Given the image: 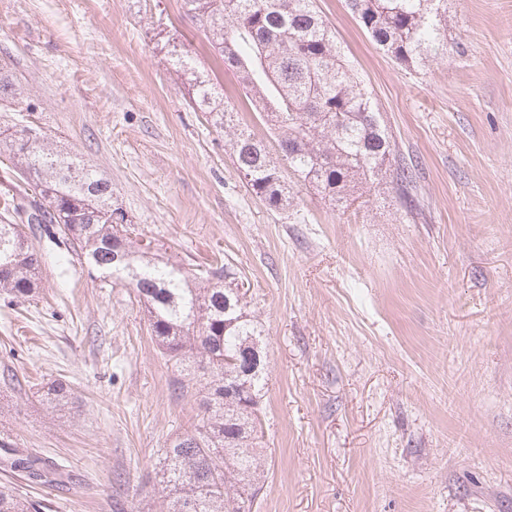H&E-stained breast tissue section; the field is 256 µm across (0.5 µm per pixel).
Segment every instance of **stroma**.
Listing matches in <instances>:
<instances>
[{
	"instance_id": "1",
	"label": "stroma",
	"mask_w": 512,
	"mask_h": 512,
	"mask_svg": "<svg viewBox=\"0 0 512 512\" xmlns=\"http://www.w3.org/2000/svg\"><path fill=\"white\" fill-rule=\"evenodd\" d=\"M322 16L415 188L273 211L176 64L213 69L182 0H0V131L39 125L112 183L132 239L217 256L265 329V481L252 512H512V0H448L449 57L379 49L346 0ZM214 70V69H213ZM41 284L0 294V430L65 473L0 470L38 512H165L161 450L197 420L133 289L38 242ZM68 405L43 402L56 381Z\"/></svg>"
}]
</instances>
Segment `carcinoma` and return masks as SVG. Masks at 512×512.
I'll list each match as a JSON object with an SVG mask.
<instances>
[{
    "mask_svg": "<svg viewBox=\"0 0 512 512\" xmlns=\"http://www.w3.org/2000/svg\"><path fill=\"white\" fill-rule=\"evenodd\" d=\"M374 43L408 68L445 58L447 0H348ZM198 19L219 61L239 74V98L278 133L282 161L237 124L239 107L200 72L185 53L177 64L188 76L193 104L231 136L234 163L252 194L275 211L291 206L293 177L330 200H351L358 187L371 191L382 182L411 196V166L392 162L389 133L372 98L345 59L336 35L316 0H184ZM5 154L35 181L39 202L28 228L0 224V292L32 294L41 282L42 255L31 242L41 233L79 249L89 269L133 288L147 305L151 336L180 369L179 390L195 389L200 369L210 374L201 395V416L193 430L165 449L161 482L171 500L167 512H251L261 488L260 453L254 448L265 369L250 375L225 363L243 342L259 341L261 323L230 293L239 287L227 264L200 269L205 283L181 266L154 254L117 228L126 221L112 207V183L76 156L52 148L40 129L26 127L0 138ZM236 400L224 402V385ZM71 387L55 382L48 400L66 403ZM0 466L40 472L57 482L41 459L0 435ZM0 512H37L35 506L0 488Z\"/></svg>",
    "mask_w": 512,
    "mask_h": 512,
    "instance_id": "cac0c4a2",
    "label": "carcinoma"
}]
</instances>
